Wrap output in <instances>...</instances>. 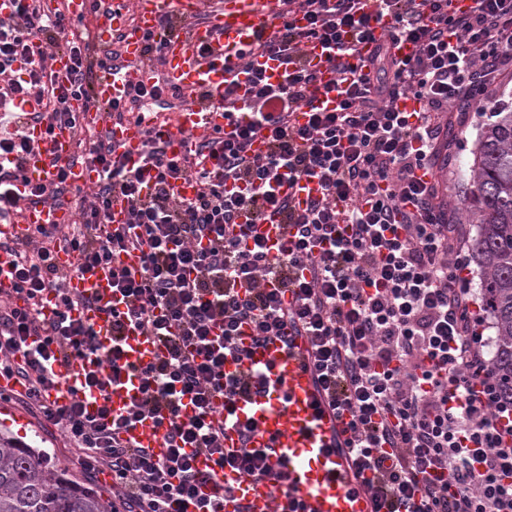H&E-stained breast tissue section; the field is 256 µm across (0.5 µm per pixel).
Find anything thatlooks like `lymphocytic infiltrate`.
I'll return each mask as SVG.
<instances>
[{
    "instance_id": "lymphocytic-infiltrate-1",
    "label": "lymphocytic infiltrate",
    "mask_w": 512,
    "mask_h": 512,
    "mask_svg": "<svg viewBox=\"0 0 512 512\" xmlns=\"http://www.w3.org/2000/svg\"><path fill=\"white\" fill-rule=\"evenodd\" d=\"M14 2L0 19V104L34 96L45 108L13 112L11 131L0 133L1 222L22 199L56 204L69 192L61 165L52 182L20 194L26 129L80 126L73 101L97 108L98 73L121 59L63 10ZM278 2L279 27L253 51L277 60L281 77L239 61L242 81L224 85L233 134L191 137L192 156H171L151 128L133 164L96 135L86 162L99 178L80 223L0 242L14 280L13 297L0 296V375L20 381L26 404L61 430L85 470L108 473L113 512H185L190 503L222 512L236 481L288 485L254 447L255 420L238 411L267 395L249 364L254 347L300 337L318 392L346 420L338 451L350 483L370 495L374 512H512V396L483 354L459 226L434 171L456 102L498 109V80L512 70V0H379L391 32L355 63L373 32L364 0ZM403 39L414 56L393 53ZM311 42L339 75L330 110L318 105L319 72L304 52ZM58 51L71 59L64 83L48 65ZM178 97L166 83L141 84L109 110H171ZM258 138L261 154L252 151ZM179 179L197 184L193 199L171 194ZM304 181L317 183V195L299 203L282 194ZM117 200L126 220L116 226ZM268 217L284 229L274 248L252 233ZM61 242L76 255L74 271L112 268L120 307L108 341L78 315L88 302L68 288L74 271L54 262ZM132 251L141 254L134 270L120 263ZM132 327L159 345L140 368L124 359ZM87 355L97 368L85 395L138 379L120 412L50 401L62 367ZM148 418L163 431L165 456L120 437ZM230 426L235 448L224 445ZM202 454L214 462L206 472L195 467ZM204 484L210 497L199 495Z\"/></svg>"
}]
</instances>
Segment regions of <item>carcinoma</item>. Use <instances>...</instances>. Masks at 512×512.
I'll return each instance as SVG.
<instances>
[{
    "mask_svg": "<svg viewBox=\"0 0 512 512\" xmlns=\"http://www.w3.org/2000/svg\"><path fill=\"white\" fill-rule=\"evenodd\" d=\"M473 191L463 208L477 225L472 257L484 272L483 312L496 328L493 366L512 387V109L477 139ZM0 512H112V500L69 479L58 461L0 433Z\"/></svg>",
    "mask_w": 512,
    "mask_h": 512,
    "instance_id": "1",
    "label": "carcinoma"
}]
</instances>
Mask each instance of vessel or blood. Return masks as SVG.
<instances>
[{
  "mask_svg": "<svg viewBox=\"0 0 512 512\" xmlns=\"http://www.w3.org/2000/svg\"><path fill=\"white\" fill-rule=\"evenodd\" d=\"M200 6L201 0H138L137 21L131 27L127 24L124 0H110L107 15L100 19L94 31V38L100 44L110 43L116 33L125 35L123 69L103 71L95 85L96 98L104 105L123 101L133 86L150 82V71L140 64L143 33H152L163 42V76L189 96L176 111L170 130L168 152L172 155L184 153L188 135L198 136L216 128L227 134L232 132V125L224 117V83L232 79L231 68L239 54L258 38L268 36L279 22L277 0H221L206 22L194 25L179 37H167L158 24L162 11L191 17L198 13ZM203 46L213 47L209 58L200 57L199 49ZM199 89L208 91V99H194L193 94ZM146 128V123L125 121L111 124L109 134L119 153L135 160L140 156ZM28 134L37 149L24 164L16 183L19 191H27L33 184L49 183L60 161L68 163V180L72 185L87 187L97 180L94 167L71 163L74 144L71 129L62 127L50 133L45 126L36 124L29 128ZM70 221L71 214L65 207L26 202L10 223L0 224V239L23 236L39 225ZM111 280L110 268L99 267L75 276L70 287L74 294L97 295L108 302L112 299ZM128 344L129 358L137 363L149 361L158 351L152 339L136 330L131 332ZM251 363L269 372V404L255 413L258 435L254 445L269 449L274 467L288 472L291 498L303 502L306 512H373L370 496L351 490L345 462L332 451L334 444L343 439L344 420L322 403L298 348L274 339L254 350ZM93 368L90 358L73 359L64 372L65 384L50 390V401L67 403L71 387ZM125 438L158 456L167 451L161 429L149 419L126 432ZM242 505L248 512H273L270 483H240L233 497L225 500L224 512H237Z\"/></svg>",
  "mask_w": 512,
  "mask_h": 512,
  "instance_id": "vessel-or-blood-1",
  "label": "vessel or blood"
}]
</instances>
